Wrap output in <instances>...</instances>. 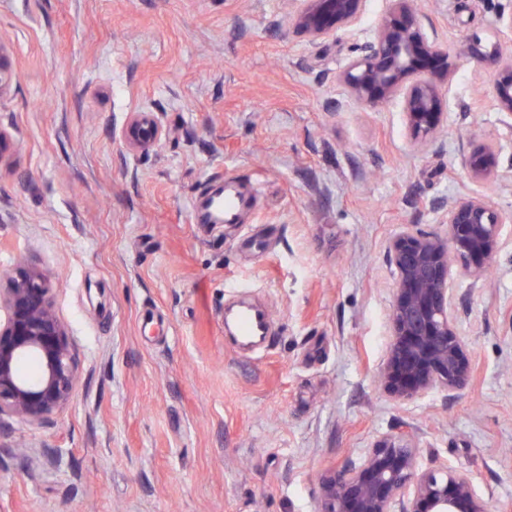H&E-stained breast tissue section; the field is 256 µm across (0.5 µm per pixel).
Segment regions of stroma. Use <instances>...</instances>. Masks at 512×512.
Listing matches in <instances>:
<instances>
[{
	"label": "stroma",
	"mask_w": 512,
	"mask_h": 512,
	"mask_svg": "<svg viewBox=\"0 0 512 512\" xmlns=\"http://www.w3.org/2000/svg\"><path fill=\"white\" fill-rule=\"evenodd\" d=\"M454 47L495 42L512 0H419ZM389 0L310 44L284 0H0L17 77L0 95V270L47 273L79 362L73 399L0 425V512H318V483L408 428L420 468L471 473L512 512V224L488 284L456 283L472 375L399 403L377 384L399 225L442 232V205L478 189L463 144L512 123L488 69L463 61L447 122L422 153L399 104H350L337 72ZM170 129L123 147L131 112ZM255 187L237 224H198L215 180ZM268 311L264 341L224 334V308Z\"/></svg>",
	"instance_id": "obj_1"
}]
</instances>
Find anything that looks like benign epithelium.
Listing matches in <instances>:
<instances>
[{"mask_svg":"<svg viewBox=\"0 0 512 512\" xmlns=\"http://www.w3.org/2000/svg\"><path fill=\"white\" fill-rule=\"evenodd\" d=\"M367 0H288L286 17L310 43L357 28ZM500 43L488 47L474 33L452 53L428 30L416 0H391L373 39L355 48L336 75L349 99L365 109L401 104L414 151L425 150L447 121L445 94L458 59L491 67L493 97L512 120V17L497 20ZM16 73L0 47V95ZM170 131L153 112H131L120 141L135 153L155 151ZM464 170L481 187L448 202L440 234L401 224L387 243L394 267L389 341L379 384L396 402L432 391L454 392L470 376L466 335L458 326L453 284L478 283L490 268L512 210L496 206L489 193L508 179L497 144L469 139ZM0 423L12 418L46 420L73 397L79 365L65 324L55 312L52 281L37 267L21 263L0 274ZM420 448L405 431L378 439L357 459L333 469L319 487V512H488L467 471L449 466L422 470Z\"/></svg>","mask_w":512,"mask_h":512,"instance_id":"benign-epithelium-1","label":"benign epithelium"}]
</instances>
